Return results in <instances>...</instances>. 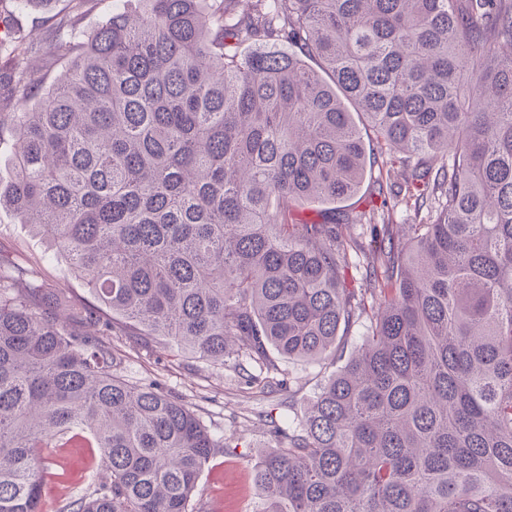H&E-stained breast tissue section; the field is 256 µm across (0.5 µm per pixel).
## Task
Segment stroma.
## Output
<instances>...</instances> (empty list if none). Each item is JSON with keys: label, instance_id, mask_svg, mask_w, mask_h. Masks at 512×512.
Segmentation results:
<instances>
[{"label": "stroma", "instance_id": "obj_1", "mask_svg": "<svg viewBox=\"0 0 512 512\" xmlns=\"http://www.w3.org/2000/svg\"><path fill=\"white\" fill-rule=\"evenodd\" d=\"M69 13L70 0H52L50 11H33L18 21L21 34L36 48L43 85L56 81L63 65L48 30ZM51 252L45 239L34 236L11 211L0 209V253L36 270L46 287L62 289L78 301L90 300L84 282ZM364 332V324L358 323L340 336L335 360H280L278 371L260 389L247 384L246 375L254 367L241 356L226 358L217 367L174 349L143 346L132 336H115L111 343L123 378L137 384L159 380L184 397L222 442L198 479L190 512H256L259 495L253 474L260 454L278 447V430L296 426L320 386L359 347ZM37 455L51 475L43 495L45 512H58L65 499L79 497L105 479L103 470L88 467L87 449H41Z\"/></svg>", "mask_w": 512, "mask_h": 512}]
</instances>
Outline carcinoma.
I'll return each instance as SVG.
<instances>
[{
    "label": "carcinoma",
    "instance_id": "obj_1",
    "mask_svg": "<svg viewBox=\"0 0 512 512\" xmlns=\"http://www.w3.org/2000/svg\"><path fill=\"white\" fill-rule=\"evenodd\" d=\"M35 2L0 15L7 94L38 95L0 113V207L92 301L0 258V512H43L35 449L69 444L110 481L61 512H189L218 443L109 337L276 370L366 315L256 463L257 512H512V0H112L56 23L42 91L12 31ZM361 120L398 166L353 216ZM391 200L434 209L394 224Z\"/></svg>",
    "mask_w": 512,
    "mask_h": 512
}]
</instances>
